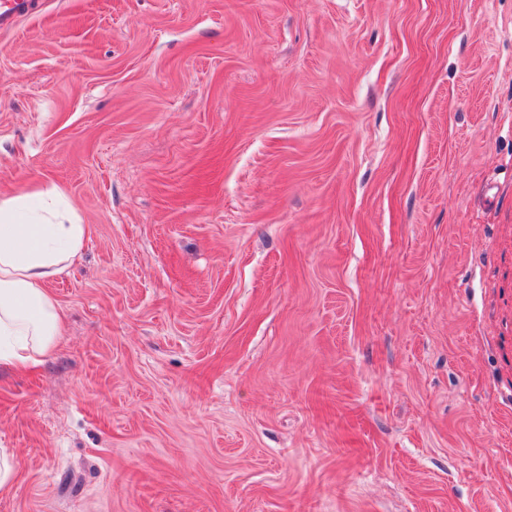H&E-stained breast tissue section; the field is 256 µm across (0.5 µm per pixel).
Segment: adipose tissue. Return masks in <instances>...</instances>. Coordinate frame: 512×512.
Listing matches in <instances>:
<instances>
[{
	"label": "adipose tissue",
	"instance_id": "adipose-tissue-1",
	"mask_svg": "<svg viewBox=\"0 0 512 512\" xmlns=\"http://www.w3.org/2000/svg\"><path fill=\"white\" fill-rule=\"evenodd\" d=\"M91 234L62 191L0 195V370L38 366L54 350L63 319L46 283L76 264Z\"/></svg>",
	"mask_w": 512,
	"mask_h": 512
}]
</instances>
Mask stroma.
I'll use <instances>...</instances> for the list:
<instances>
[{"label":"stroma","mask_w":512,"mask_h":512,"mask_svg":"<svg viewBox=\"0 0 512 512\" xmlns=\"http://www.w3.org/2000/svg\"><path fill=\"white\" fill-rule=\"evenodd\" d=\"M25 4L0 194L93 235L0 512H512V0Z\"/></svg>","instance_id":"1"}]
</instances>
